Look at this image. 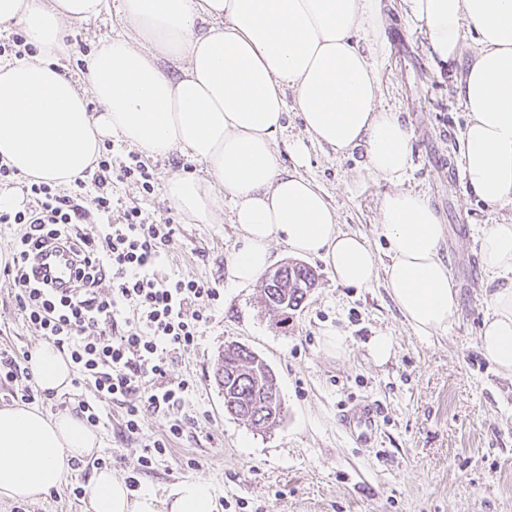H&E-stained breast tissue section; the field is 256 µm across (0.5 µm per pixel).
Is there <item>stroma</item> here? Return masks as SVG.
<instances>
[{
    "mask_svg": "<svg viewBox=\"0 0 512 512\" xmlns=\"http://www.w3.org/2000/svg\"><path fill=\"white\" fill-rule=\"evenodd\" d=\"M109 11L70 25L69 54L60 61L69 77L82 76L81 48L123 29ZM385 24L375 39L379 105L399 112L412 132L411 165L398 186L425 195L442 218L448 266L460 293V310L447 334L420 336L404 320L382 279L366 288L338 283L321 258L304 262L318 279L287 328L258 304L259 283L233 282L229 264L241 246L236 225L191 224L164 197L176 172L200 171L186 154L145 157L153 193L132 182L112 186L115 215L130 207L179 226L180 243L158 268L163 278L206 281L220 298L210 309L196 347L175 363L172 380L195 379L197 392L184 413L192 419L172 442L142 487L162 492L183 479L207 481L226 512H512V378L501 376L481 355L478 336L487 309L473 238L486 224L512 221V204L489 205L469 194L460 161L468 115L458 100L461 67L437 60L423 26L405 12L403 0H384ZM275 150L285 167H299L325 194L341 230L366 236L377 263L386 243L376 228L379 205L396 184L367 175L357 148L342 154L308 141L297 112H289ZM305 143L303 163L293 147ZM342 339L340 348L326 344ZM374 336H388L393 354L376 361ZM41 336L23 324L15 286L0 277V346L33 351ZM236 342L272 367L284 405L281 423L258 432L224 412L214 371L225 344ZM379 405L376 440L362 445L345 431L340 416L363 402ZM121 409L111 410L97 431V455L111 459L113 474L126 479L125 464L144 449L143 439L120 434ZM94 466L71 472L54 495L26 502L27 512H90L71 487L91 479Z\"/></svg>",
    "mask_w": 512,
    "mask_h": 512,
    "instance_id": "1",
    "label": "stroma"
}]
</instances>
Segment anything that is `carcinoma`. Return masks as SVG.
I'll return each instance as SVG.
<instances>
[{"mask_svg": "<svg viewBox=\"0 0 512 512\" xmlns=\"http://www.w3.org/2000/svg\"><path fill=\"white\" fill-rule=\"evenodd\" d=\"M315 273L305 264L284 265L283 285L271 288L263 284L262 303L288 324L308 290L314 285ZM214 380L224 393V412L266 430L279 423L283 416L276 375L263 358L250 349L230 344L218 356Z\"/></svg>", "mask_w": 512, "mask_h": 512, "instance_id": "obj_1", "label": "carcinoma"}]
</instances>
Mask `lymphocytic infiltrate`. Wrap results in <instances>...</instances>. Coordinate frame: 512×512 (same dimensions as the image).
Instances as JSON below:
<instances>
[{
	"label": "lymphocytic infiltrate",
	"mask_w": 512,
	"mask_h": 512,
	"mask_svg": "<svg viewBox=\"0 0 512 512\" xmlns=\"http://www.w3.org/2000/svg\"><path fill=\"white\" fill-rule=\"evenodd\" d=\"M129 180L152 193V172L138 154L117 161L102 153L90 177L67 189L49 182L23 186L27 206L0 203V224L24 225L13 240L0 275L17 288L15 302L22 321L63 353L75 374L74 400L90 425L102 422L107 409L124 408L121 433L143 437L141 408L171 416L165 435L147 440L145 451L128 467L126 484L139 490L174 438L188 424L181 411L198 385L173 381L171 366L197 344L219 291L210 283L158 278L155 267L177 240L172 220L155 221L130 208L112 214V185ZM92 206H85L87 191ZM48 241L67 245L75 254L77 278L71 294L56 295L34 278L33 254ZM111 291L102 294L100 285ZM92 388V398L82 395ZM144 438V437H143Z\"/></svg>",
	"instance_id": "1"
}]
</instances>
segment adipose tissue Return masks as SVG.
Returning a JSON list of instances; mask_svg holds the SVG:
<instances>
[{
    "label": "adipose tissue",
    "instance_id": "ef3b65f1",
    "mask_svg": "<svg viewBox=\"0 0 512 512\" xmlns=\"http://www.w3.org/2000/svg\"><path fill=\"white\" fill-rule=\"evenodd\" d=\"M442 61L462 64L459 97L467 189L484 203L512 201V0H404ZM107 0H0V27L18 26L34 54L0 64V164L33 181L69 184L92 170L106 139L150 157L190 152L203 174L180 172L165 184L170 204L194 224H220L221 198L234 204L242 246L234 281L253 283L270 265L272 242L317 255L338 282L368 287L377 273L410 327L447 332L459 290L442 254L439 214L422 194L399 188L380 204L388 262L377 267L360 235L339 230L323 193L299 170L281 166L274 143L283 129L284 92L310 138L342 153L365 149V168L392 182L410 164L411 133L398 112L377 108V42L359 32L383 26L381 0H122L130 37L99 39L77 85L57 61L65 29L99 15ZM477 49L464 56L467 38ZM177 62L169 73L161 58ZM97 111H90V102ZM487 275L482 355L512 377V222L483 225L474 239ZM31 367L42 391L71 381L68 361L39 345ZM102 446L79 415L0 408V495L35 499L61 485L74 460ZM92 512H218L210 485L183 480L163 495L132 494L107 469L86 487Z\"/></svg>",
    "mask_w": 512,
    "mask_h": 512
}]
</instances>
